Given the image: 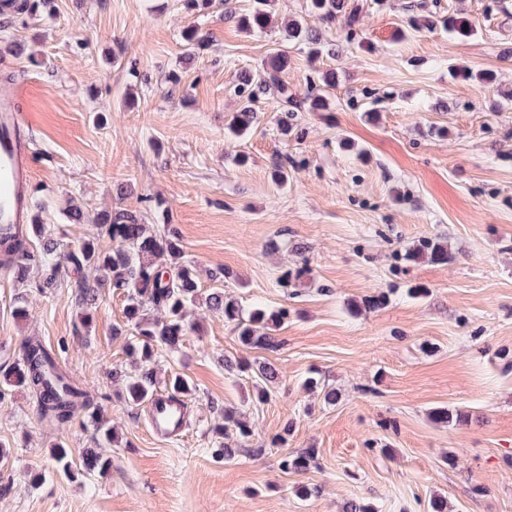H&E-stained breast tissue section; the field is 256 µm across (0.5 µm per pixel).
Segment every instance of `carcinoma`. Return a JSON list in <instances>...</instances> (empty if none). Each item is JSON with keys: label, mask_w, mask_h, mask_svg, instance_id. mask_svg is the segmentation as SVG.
<instances>
[{"label": "carcinoma", "mask_w": 512, "mask_h": 512, "mask_svg": "<svg viewBox=\"0 0 512 512\" xmlns=\"http://www.w3.org/2000/svg\"><path fill=\"white\" fill-rule=\"evenodd\" d=\"M270 0H254L252 9L246 14L228 15L245 31L263 29L269 23L266 6ZM309 9L322 21L332 24L341 14L347 15L345 40L363 45L356 29L358 7L349 0H309ZM448 32L468 37L473 28L468 21L454 15L442 21ZM288 40L309 48L314 58L336 54L339 45L324 42L319 33L300 20L288 22ZM290 59L288 53L280 51L262 65V69L240 75L235 92L244 104L235 116L234 131L241 135L251 128L255 120L256 102L272 87L279 89L290 100L285 77ZM334 72H325L319 81L310 82L304 98L292 101V108L280 119L281 130L288 133L292 128L289 120L294 112L307 108L312 111H327L331 106L329 89L335 86ZM71 224H92L96 233L71 246L57 259L59 243L45 235L42 211L33 212L31 226L24 227L21 234L7 240L0 239V273L13 282L23 284L30 279L31 269L39 266V287L52 288L58 278L59 262H64L76 273L73 287L77 290L78 303L82 308L81 323L88 328L93 322L92 308L102 288H111L125 295L123 325L112 326V335L127 337L126 349L130 356L145 366L152 362L159 351H175L181 347L184 337L195 329L188 320V308L205 305L214 313L229 320L239 316L238 304L224 296V289L212 288L202 294L198 271L195 265L184 261L178 231L169 227L167 234L155 233L146 217L124 208L102 210L89 216L86 208L75 204L67 212ZM39 241V251L31 249L33 241ZM428 258L432 262L447 263L453 259L448 247L437 240H425L412 258ZM287 311H268L254 308L248 319L237 324L238 340L245 346L273 349L275 337L267 329L285 318ZM5 379L29 387L36 395L39 414L46 422L64 428L79 412L89 413L96 429L107 440L114 438L110 420L99 407L92 391L73 383L64 372L54 354L38 337L27 336L20 345V358L5 375ZM112 380L126 381L129 403L134 405L149 401L154 396L155 384L149 371L124 374L112 371ZM235 435V441L224 444V457L231 458L245 447L251 430L240 413L224 410V437ZM312 454L300 452L287 454L281 461L285 472L303 473L309 469ZM112 467L108 456L87 453L82 458L85 473L103 475Z\"/></svg>", "instance_id": "obj_1"}]
</instances>
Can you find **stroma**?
<instances>
[{
  "instance_id": "stroma-1",
  "label": "stroma",
  "mask_w": 512,
  "mask_h": 512,
  "mask_svg": "<svg viewBox=\"0 0 512 512\" xmlns=\"http://www.w3.org/2000/svg\"><path fill=\"white\" fill-rule=\"evenodd\" d=\"M366 48L344 41V19L308 17V0H272L268 28L240 31L218 15L186 10L184 0H58L55 17L0 15V47L30 103L33 185L47 205L49 232L69 245L88 230L67 223L70 202L149 213L157 233L174 226L186 261L205 274L224 270V293L242 312L287 309L270 333L278 350L243 347L235 322L203 315L177 351H159L157 392L179 373L187 428L157 437L147 405L127 402L113 369L131 370L124 297L102 291L91 328L68 271L45 290L27 286L29 320L16 319L18 287L0 277V366L17 362L22 339L41 337L74 379L92 387L118 441L106 446V475L62 474L97 447L87 416L55 428L38 416L23 386L0 381V512H341L356 500L379 512H512V105L490 110L497 90L453 78L491 70L512 89V0H429L428 10L466 17L475 36L443 27L403 32L417 0H355ZM340 55L310 61L286 41L295 16ZM200 27L203 49L182 32ZM287 51L288 93L336 72L329 112H298L282 134L283 95L256 105L258 120L240 139L226 135L238 109L237 76ZM178 71L176 88L159 79ZM287 186L271 178L275 162ZM133 194L117 200L115 187ZM163 200L149 212L147 197ZM447 243L453 259L409 262L423 239ZM309 274L281 287L285 272ZM424 286L423 296L407 291ZM386 295L382 308L365 300ZM272 362L279 373L267 401L255 398L252 371L224 370V356ZM335 388L336 404L304 387L308 377ZM243 412L253 435L227 461L215 456L224 409ZM437 408L464 421L434 422ZM286 443H278L279 435ZM387 444L389 454L370 449ZM310 451L302 474L282 456Z\"/></svg>"
}]
</instances>
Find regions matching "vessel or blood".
Wrapping results in <instances>:
<instances>
[{"label": "vessel or blood", "instance_id": "vessel-or-blood-1", "mask_svg": "<svg viewBox=\"0 0 512 512\" xmlns=\"http://www.w3.org/2000/svg\"><path fill=\"white\" fill-rule=\"evenodd\" d=\"M22 91L16 87H0V235L14 232L24 219L21 187L32 178L29 164L28 117L20 107ZM154 433L166 436L183 431L187 426L184 405L170 395H155L150 406Z\"/></svg>", "mask_w": 512, "mask_h": 512}]
</instances>
